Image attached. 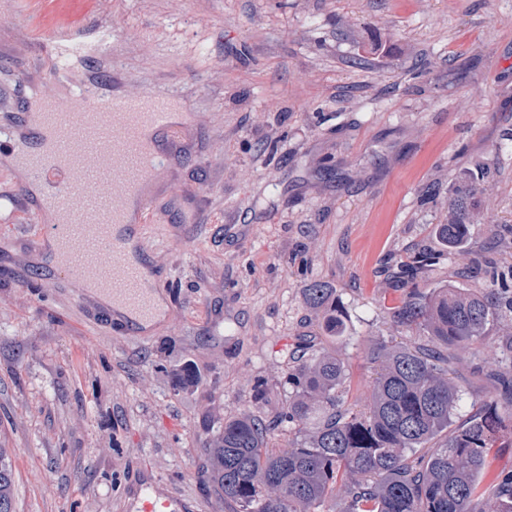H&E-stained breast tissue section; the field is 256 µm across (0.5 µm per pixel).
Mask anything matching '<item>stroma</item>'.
Masks as SVG:
<instances>
[{
	"label": "stroma",
	"mask_w": 512,
	"mask_h": 512,
	"mask_svg": "<svg viewBox=\"0 0 512 512\" xmlns=\"http://www.w3.org/2000/svg\"><path fill=\"white\" fill-rule=\"evenodd\" d=\"M346 15L354 29L340 27ZM36 21L86 41L112 25L124 70L79 58L75 75L112 96L184 90L175 118L191 126L155 188L152 258L177 306L153 332L95 329L42 259L26 271L36 287L0 277V448L15 512H126L138 466L197 512H228L211 440L227 417L286 404L299 346L342 358L362 402L373 343L419 344L392 327L399 294L379 268L424 246L440 257L430 283L458 279L436 233L446 199L427 186L501 154L498 216L512 225V0H29L23 13L0 0V116L57 91ZM475 79L486 91L472 101ZM174 195L198 221L172 235ZM319 281L344 311L333 339L303 298ZM457 379L456 421L499 397L479 360Z\"/></svg>",
	"instance_id": "1"
}]
</instances>
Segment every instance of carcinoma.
<instances>
[{"instance_id":"obj_1","label":"carcinoma","mask_w":512,"mask_h":512,"mask_svg":"<svg viewBox=\"0 0 512 512\" xmlns=\"http://www.w3.org/2000/svg\"><path fill=\"white\" fill-rule=\"evenodd\" d=\"M498 182L487 162L448 185V215L439 238L458 250L464 269L478 264L483 288L418 283L437 262L418 251L387 262L401 291L388 308L395 330L426 337V344L373 345L376 364L369 402L349 401L345 363L328 351L294 358L288 404L275 417L247 413L224 420L213 439L212 478L229 512H475L492 493L487 512H512V472L484 485L489 455L512 434V265L496 256L476 260L482 246L472 229L497 224ZM326 329L343 330L336 290L322 282L303 289ZM487 353L486 376L502 399L483 405L469 422L452 427L462 397L456 368ZM297 427L288 447L274 446L283 424ZM15 472L0 448V512H14Z\"/></svg>"}]
</instances>
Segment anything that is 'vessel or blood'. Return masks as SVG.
<instances>
[{
  "label": "vessel or blood",
  "instance_id": "1",
  "mask_svg": "<svg viewBox=\"0 0 512 512\" xmlns=\"http://www.w3.org/2000/svg\"><path fill=\"white\" fill-rule=\"evenodd\" d=\"M52 38L63 56L95 57L111 42L112 28L100 27L90 42L60 30ZM176 105L175 97L153 90L107 104L97 91L75 83L39 103L53 122L81 126L79 139L61 153L29 151L36 123L28 109L0 122V166L15 174L21 210L39 227L31 251L49 258L57 272L70 277L84 305L125 335H143L174 308L160 300L157 267L135 266L129 257L149 252L154 195L148 187L158 180L156 170L136 161L140 137L149 130L176 146L187 132L172 121ZM70 189L79 192L81 207L66 201ZM131 199L137 202L132 213ZM129 489V512H152L157 501L164 512H189V504L168 493L158 478L135 480Z\"/></svg>",
  "mask_w": 512,
  "mask_h": 512
}]
</instances>
